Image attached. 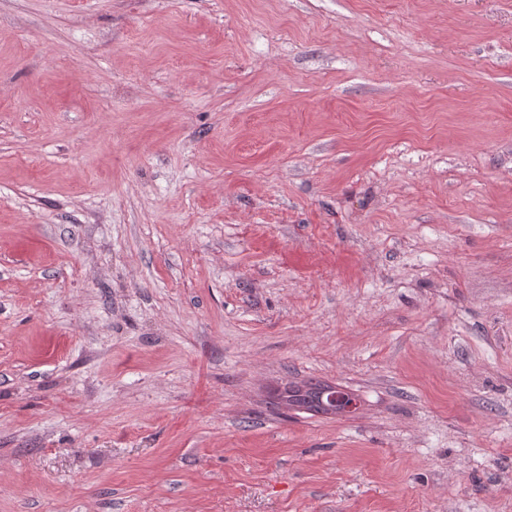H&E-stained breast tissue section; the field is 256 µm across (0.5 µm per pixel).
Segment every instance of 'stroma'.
Listing matches in <instances>:
<instances>
[{"label": "stroma", "instance_id": "35a3bbf8", "mask_svg": "<svg viewBox=\"0 0 512 512\" xmlns=\"http://www.w3.org/2000/svg\"><path fill=\"white\" fill-rule=\"evenodd\" d=\"M0 512H512V0H0ZM326 384H306L304 390L293 391L288 401H291L294 405L304 407L309 411L316 413H324L325 409L322 407L321 395L328 388H325Z\"/></svg>", "mask_w": 512, "mask_h": 512}]
</instances>
